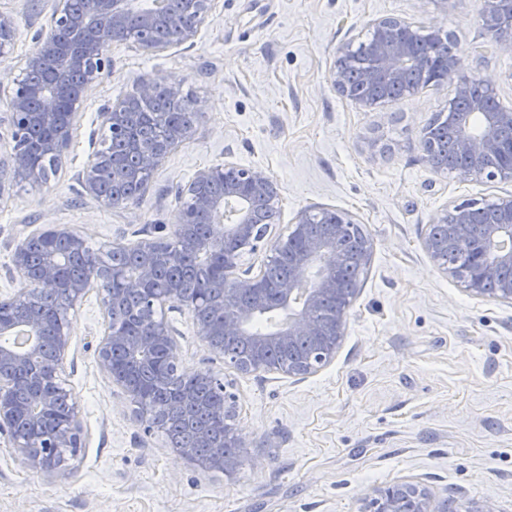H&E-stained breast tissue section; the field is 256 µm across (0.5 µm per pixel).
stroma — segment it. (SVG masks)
Returning a JSON list of instances; mask_svg holds the SVG:
<instances>
[{
	"label": "stroma",
	"instance_id": "obj_1",
	"mask_svg": "<svg viewBox=\"0 0 512 512\" xmlns=\"http://www.w3.org/2000/svg\"><path fill=\"white\" fill-rule=\"evenodd\" d=\"M53 8L0 0L14 27L0 63L14 78ZM380 17L447 26L463 74L491 76L512 106V52L493 46L476 0H216L193 41L152 54L113 44L112 71L83 91L57 174L0 192L1 298L23 286L9 271L30 226L68 224L96 247L172 235L179 190L228 155L277 182L274 235L301 210L337 208L363 225L372 259L335 361L300 380L225 368L191 313L165 307L180 334V371L225 376L238 397L243 446L230 475L199 470L162 433L145 432L97 364L103 315L98 294L86 295L63 365L84 444L69 471L50 478L0 435V512H370L379 490L403 481L453 500L457 512L475 501L512 512V304L466 293L421 246L444 205L512 192V182H463L425 162L421 131L447 110L452 85L370 111L336 92L327 76L337 46L363 40ZM147 79L179 83L201 108L141 198L109 208L82 183L101 148L97 114Z\"/></svg>",
	"mask_w": 512,
	"mask_h": 512
}]
</instances>
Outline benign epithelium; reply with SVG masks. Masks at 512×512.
<instances>
[{
	"label": "benign epithelium",
	"mask_w": 512,
	"mask_h": 512,
	"mask_svg": "<svg viewBox=\"0 0 512 512\" xmlns=\"http://www.w3.org/2000/svg\"><path fill=\"white\" fill-rule=\"evenodd\" d=\"M103 9L79 16L70 9V0H55L51 29H68L72 42L63 46L58 38L47 35L38 38L35 50L27 57L24 70L37 73L52 71L53 79L35 86L14 81L12 112L8 121L13 137L24 139L33 130L49 129L52 135L43 140L44 155L62 160L71 143L76 118V104L83 90L97 82L112 68L108 50L112 44L132 40L144 51H162L173 42L154 38L161 25L178 33L176 43L193 40L201 24L212 14L215 0H172L161 11L145 7V0H103ZM505 0H480V15L492 41L503 51H512V40L499 37V30L512 23L504 12ZM14 35L11 19L0 13V58L8 53ZM452 36L440 25L424 26L415 22L385 17L368 24V37L355 45L339 46L336 59L328 73V81L336 91L361 107L376 108L387 103L384 98L358 95L352 80L364 84L383 82L395 87L399 97H411L428 86L454 83V96L448 106L461 104L460 110L449 113L457 129L456 150L465 163L455 169L456 176L468 182H512V144H504L501 132L512 127V107L503 105L495 93V81L485 76L461 73L460 62L450 57L435 71L419 52V39ZM486 90L483 95L472 92L474 81ZM165 90L169 100L181 103L180 84L149 80L138 87L137 95L109 104L101 109V122L108 126L112 137L130 138L126 117L135 107L153 100L159 90ZM191 124L171 132L170 138L152 148H143L131 141L139 168L155 170L168 151L189 137ZM108 175L101 154L94 155L86 169L84 188L99 202L116 207L122 198L108 197L103 181ZM44 183L48 175L33 164L21 148L0 161V192L17 181ZM192 201L194 214L203 218V230L194 231L187 223L188 215L176 225L174 236L181 245L175 247L167 237L143 240L134 247L143 256L142 265L133 272H116L108 262L109 251L103 250L90 261L93 270L80 279L63 275V253L46 252L41 270L29 275L31 248L45 236L60 240L67 251L85 254L84 237L67 224H45L28 233L15 248L12 273L28 283L7 305L13 314H0V337L10 335L16 327H27L34 342L25 350L0 344V435H6L23 463L47 476L66 472L67 456H76L83 447V428L76 411L72 392L62 378L63 361L71 346V324L76 303L91 289H96L106 320V328L98 338L95 352L100 369L135 405L145 430H161L158 416L161 408L135 384L130 376L133 368L145 361H155L159 349L166 351V370H178L179 349L175 333L158 311L169 304L188 309L194 316L197 335L214 355L224 359V365L240 372L259 370L280 373L288 378L303 379L328 366L342 346L348 312L361 291V283L346 288L342 271L346 262L342 234L348 227H360L349 212L323 209L317 213L302 210L289 225L288 235H270L258 230L253 215V203L265 201L270 212L280 209L277 184L262 169L245 167L226 159L220 164L198 170L182 189ZM488 206L495 220L484 225L482 234L473 238L471 202L450 203L440 209L428 225L422 246L446 275L458 279L464 290L477 297H489L512 304V193L494 197ZM270 243L272 254H281L291 266L288 279L276 284L277 307L288 311V320L276 330L255 334L252 323L263 313V303L248 304L241 300L259 288L260 277L238 274L241 261L240 244L249 242L258 249L262 242ZM470 246L476 259L471 272L460 274L448 263V249ZM216 254L224 267V281L230 287L218 299L211 295L189 298L176 285L154 293L151 291L155 270L163 265H178L187 256ZM143 297L141 316L147 323L140 336H130L112 323V306L126 293ZM62 295L69 306L56 310L50 324L20 314L18 299L39 301ZM338 304L336 316L323 321L316 310L327 300ZM223 308L219 321H204L199 308L213 305ZM243 337L249 341L253 358L248 365L224 352L217 337ZM306 338L313 343V352L306 358L286 364L269 363L265 356L277 349H287ZM191 378L203 381L222 393V398L206 407L216 425L224 428V448H240L242 441L234 427L237 417L236 395L227 391L225 381L210 371H199ZM173 451L204 472L222 470L231 473L237 459L224 455L223 448L203 451L199 448L172 443ZM407 495L410 512H457L449 500L433 504L426 489L415 484L400 483Z\"/></svg>",
	"instance_id": "obj_1"
}]
</instances>
